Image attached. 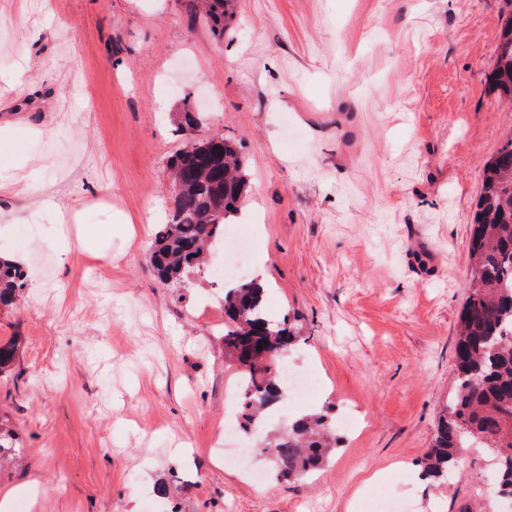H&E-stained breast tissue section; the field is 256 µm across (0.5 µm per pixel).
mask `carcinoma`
Wrapping results in <instances>:
<instances>
[{
	"label": "carcinoma",
	"instance_id": "obj_1",
	"mask_svg": "<svg viewBox=\"0 0 512 512\" xmlns=\"http://www.w3.org/2000/svg\"><path fill=\"white\" fill-rule=\"evenodd\" d=\"M230 0H204L201 15L212 32L224 34ZM497 55L486 81L512 112V0H502ZM175 204L154 234L150 264L160 282L179 284L205 266L224 225L240 217L246 191L237 142L222 135L189 141L169 160ZM471 277L455 343V389L439 416L424 469L439 477L458 466L473 445L496 460L499 485L512 496V129L487 162L473 219ZM26 288L23 270L0 258V309L12 307ZM264 288L255 280L232 283L224 295V347L242 367V418L249 434L283 399L281 360L297 342L287 320L269 317ZM15 344L0 343V372L15 361ZM336 447L332 407L303 415L288 434L272 436L262 450L277 478L298 479L320 468ZM18 436L0 421V469L20 459Z\"/></svg>",
	"mask_w": 512,
	"mask_h": 512
}]
</instances>
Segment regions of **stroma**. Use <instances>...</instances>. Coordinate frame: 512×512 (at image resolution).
<instances>
[{"label":"stroma","mask_w":512,"mask_h":512,"mask_svg":"<svg viewBox=\"0 0 512 512\" xmlns=\"http://www.w3.org/2000/svg\"><path fill=\"white\" fill-rule=\"evenodd\" d=\"M223 35L194 0H0V252L44 281L0 310L17 343L0 416L22 464L0 472L9 512H149L166 482L178 512H473L497 503L484 449L422 473L454 387L484 169L512 127L486 75L500 0H233ZM194 113L189 133L180 113ZM242 144L252 258L272 317L295 316L294 368L318 388L262 430L354 404L357 428L303 479L257 483L218 464L213 430L240 414L212 267L177 286L148 262L172 206L167 164L186 136ZM53 196L56 207L41 206ZM129 214L134 248L83 254L76 232Z\"/></svg>","instance_id":"obj_1"}]
</instances>
